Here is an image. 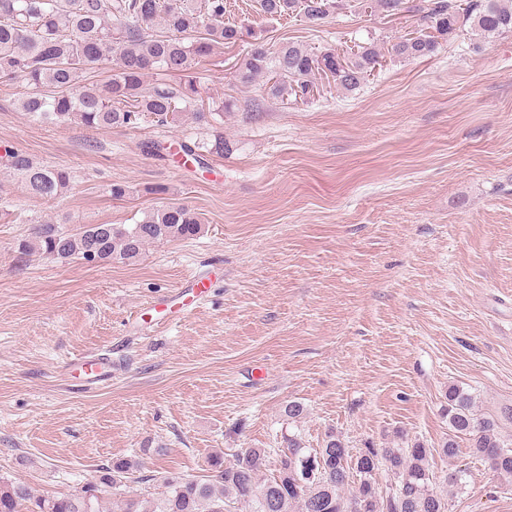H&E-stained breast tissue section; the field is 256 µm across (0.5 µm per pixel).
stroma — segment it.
<instances>
[{"instance_id": "stroma-1", "label": "stroma", "mask_w": 512, "mask_h": 512, "mask_svg": "<svg viewBox=\"0 0 512 512\" xmlns=\"http://www.w3.org/2000/svg\"><path fill=\"white\" fill-rule=\"evenodd\" d=\"M420 2L392 16L349 7L312 28L225 0V21L253 35L205 65L204 96L235 102L233 151L200 165L147 148L205 135L191 117L47 126L21 112L24 82L0 81V151L71 174L46 200L0 165V478L70 494L117 458L200 476L214 452L279 446L297 401L307 447L331 428L356 450L417 439L436 479L466 472L450 512H512V488L467 446L437 452L450 385L486 409L512 405V36L388 55L423 29ZM370 40L385 56L352 93L322 78L319 95L287 104L239 78L257 42ZM116 181L131 194L113 199ZM167 203L196 212L201 232L132 263L18 251L36 221L131 224ZM195 275L208 294L163 319L153 298ZM101 351L112 377L86 386L73 363Z\"/></svg>"}]
</instances>
